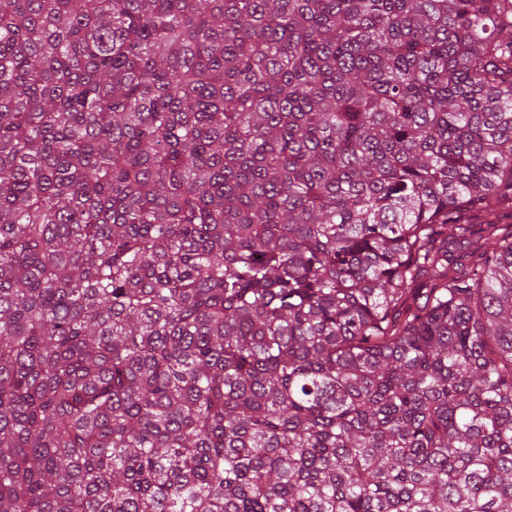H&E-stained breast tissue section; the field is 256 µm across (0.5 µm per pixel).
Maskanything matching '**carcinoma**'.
Wrapping results in <instances>:
<instances>
[{"label":"carcinoma","instance_id":"cac0c4a2","mask_svg":"<svg viewBox=\"0 0 512 512\" xmlns=\"http://www.w3.org/2000/svg\"><path fill=\"white\" fill-rule=\"evenodd\" d=\"M512 0H0V512H512Z\"/></svg>","mask_w":512,"mask_h":512}]
</instances>
